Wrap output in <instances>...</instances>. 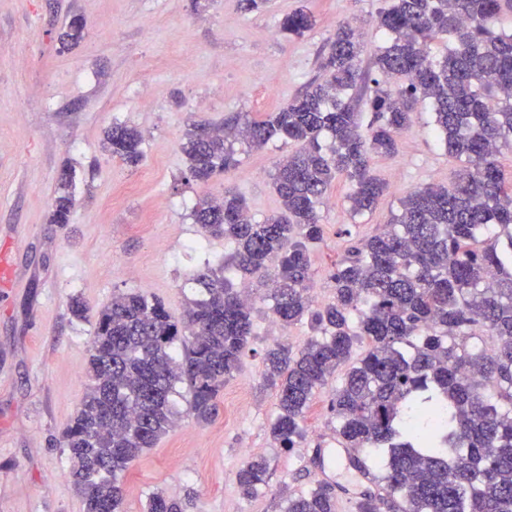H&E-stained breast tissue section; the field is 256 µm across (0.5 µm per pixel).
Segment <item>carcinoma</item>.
<instances>
[{
    "label": "carcinoma",
    "instance_id": "1",
    "mask_svg": "<svg viewBox=\"0 0 512 512\" xmlns=\"http://www.w3.org/2000/svg\"><path fill=\"white\" fill-rule=\"evenodd\" d=\"M383 2L377 21L388 41L375 59L368 124L346 99L368 74L359 34L342 23L321 56L322 78L286 106L262 119L232 113L208 136L205 124L185 130L186 179L201 185L240 163L237 142L261 148L275 138L300 148L273 175L281 213L255 221L230 189L196 202L195 223L233 249L220 267L192 273L203 297L182 319L139 292L114 295L100 310L92 384L63 433L85 512H121L127 469L175 423L176 384L188 387L190 415L214 419L217 396L255 336L254 303L240 290L255 278L273 284L275 322L306 318L315 332L297 350L279 342L265 356L279 447H296L316 390L347 364L331 401L336 441L384 490L362 493L352 512H512V185L497 161L512 149V32L493 26L512 0ZM313 24L302 8L281 19L280 31L301 38ZM84 28L72 17L62 45H77ZM444 37L450 47L437 58L430 44ZM421 100L464 168L448 186L409 192L393 223L352 243L331 275L334 301L315 306L310 253L323 239L328 190L343 177L351 214L373 211L386 185L371 160L397 150ZM143 142L126 123L105 135V148L130 167L144 160ZM74 175L71 167L59 175L53 224L71 222ZM361 341L367 349L353 362ZM236 479L246 496L264 489L266 461L245 460ZM148 512L183 507L154 494ZM286 512H337V494L318 483L289 497Z\"/></svg>",
    "mask_w": 512,
    "mask_h": 512
}]
</instances>
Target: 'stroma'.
Instances as JSON below:
<instances>
[{
  "label": "stroma",
  "mask_w": 512,
  "mask_h": 512,
  "mask_svg": "<svg viewBox=\"0 0 512 512\" xmlns=\"http://www.w3.org/2000/svg\"><path fill=\"white\" fill-rule=\"evenodd\" d=\"M383 0H269L242 12L238 0H0V512H84L69 476L61 434L90 382L88 342L112 295L141 292L181 316L196 290L193 270L218 266L229 247L207 238L185 250L199 227L191 209L203 194L233 189L254 220L279 212L272 175L294 152L279 141L241 148L240 165L202 187L187 181L180 151L189 125L218 127L231 112L260 119L300 94L318 74V57L341 21L360 28L363 67L386 43L374 16ZM314 18L302 38H285L281 18L298 8ZM82 41L60 47L73 16ZM151 99L152 107L141 104ZM144 134L135 169L104 147L112 123ZM74 167L71 223L49 219L58 176ZM460 162L433 131L431 107L417 106L398 149L372 161L387 190L369 214L351 217L348 184H333L321 208L322 243L311 250V293L332 301V271L350 244L379 232L417 187L454 181ZM80 297L84 319L69 302ZM269 302L256 299V335L241 369L225 384L209 423L180 413L170 431L125 475L123 512H145L157 492L185 512H285L289 497L329 481L352 491L364 479L336 458L321 473L312 455L336 450L330 402L316 391L296 448L275 447L274 392L263 384L264 357L276 342L301 347L308 321L267 333ZM251 456L268 462V486L243 495L236 481Z\"/></svg>",
  "instance_id": "obj_1"
}]
</instances>
